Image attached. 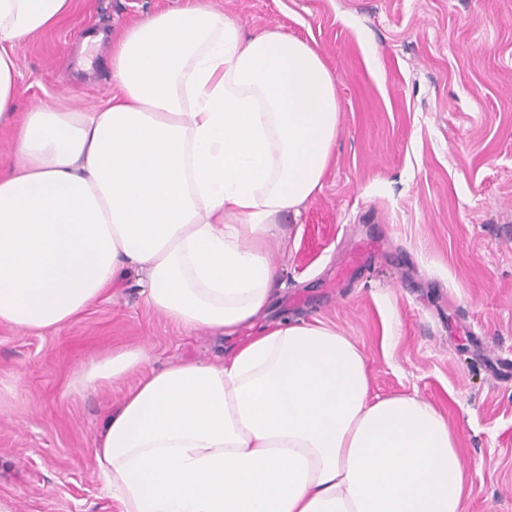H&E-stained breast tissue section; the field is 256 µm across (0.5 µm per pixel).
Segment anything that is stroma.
<instances>
[{
	"label": "stroma",
	"instance_id": "35a3bbf8",
	"mask_svg": "<svg viewBox=\"0 0 512 512\" xmlns=\"http://www.w3.org/2000/svg\"><path fill=\"white\" fill-rule=\"evenodd\" d=\"M189 0H73L16 50L17 112H89L118 88L110 43ZM244 32L278 26L322 55L340 108L333 161L280 226L270 319H320L367 360L373 394H415L466 462L464 512H512V0H206ZM367 258L351 264L352 254ZM250 329L189 331L136 276L62 328L0 325V512H121L92 448L131 373L79 391L90 361L143 348L151 366L217 361Z\"/></svg>",
	"mask_w": 512,
	"mask_h": 512
}]
</instances>
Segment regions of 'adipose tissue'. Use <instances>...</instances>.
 <instances>
[{
    "mask_svg": "<svg viewBox=\"0 0 512 512\" xmlns=\"http://www.w3.org/2000/svg\"><path fill=\"white\" fill-rule=\"evenodd\" d=\"M73 0H0V324L61 328L129 272L191 330L258 332L216 362L147 368L143 349L91 361L88 390L144 374L94 448L122 512H463L447 419L414 395L375 398L335 328L266 324L277 228L321 189L339 127L317 50L247 34L204 0L112 44L117 95L92 112L17 118L14 52Z\"/></svg>",
    "mask_w": 512,
    "mask_h": 512,
    "instance_id": "adipose-tissue-1",
    "label": "adipose tissue"
}]
</instances>
